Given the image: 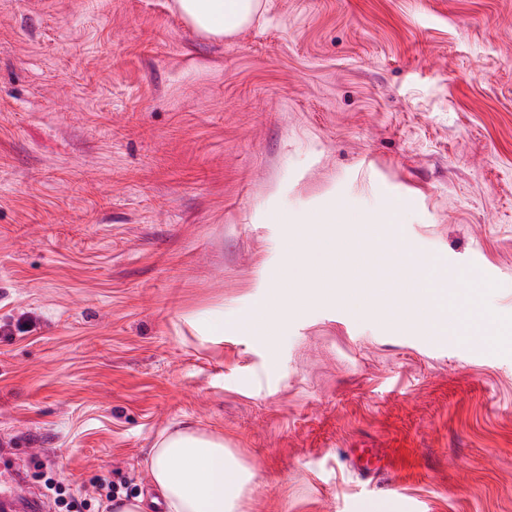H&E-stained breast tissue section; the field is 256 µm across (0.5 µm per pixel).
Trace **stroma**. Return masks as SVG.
<instances>
[{
  "mask_svg": "<svg viewBox=\"0 0 512 512\" xmlns=\"http://www.w3.org/2000/svg\"><path fill=\"white\" fill-rule=\"evenodd\" d=\"M261 2L214 39L0 0V474L105 512L183 424L251 472L236 512H512V353L332 302L235 325L338 207L512 316V0Z\"/></svg>",
  "mask_w": 512,
  "mask_h": 512,
  "instance_id": "stroma-1",
  "label": "stroma"
}]
</instances>
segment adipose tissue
<instances>
[{
    "mask_svg": "<svg viewBox=\"0 0 512 512\" xmlns=\"http://www.w3.org/2000/svg\"><path fill=\"white\" fill-rule=\"evenodd\" d=\"M176 10L199 33L230 36L249 25L260 0H174ZM148 494L118 501L115 512H231L229 489L240 473L223 439L191 428L164 432L147 463Z\"/></svg>",
    "mask_w": 512,
    "mask_h": 512,
    "instance_id": "obj_1",
    "label": "adipose tissue"
}]
</instances>
